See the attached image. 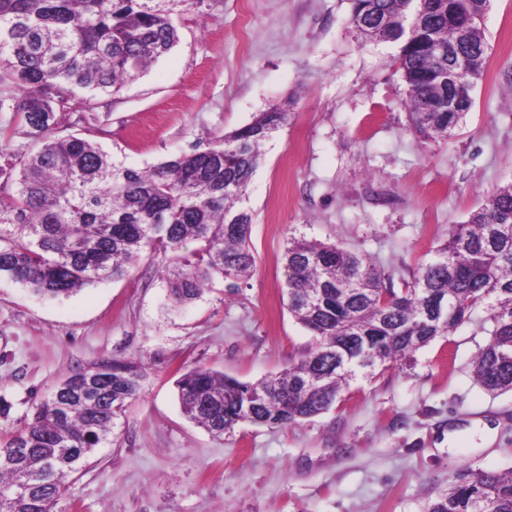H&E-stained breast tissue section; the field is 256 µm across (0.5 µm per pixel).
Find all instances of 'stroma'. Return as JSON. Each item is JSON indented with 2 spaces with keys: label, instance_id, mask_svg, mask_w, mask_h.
Listing matches in <instances>:
<instances>
[{
  "label": "stroma",
  "instance_id": "35a3bbf8",
  "mask_svg": "<svg viewBox=\"0 0 512 512\" xmlns=\"http://www.w3.org/2000/svg\"><path fill=\"white\" fill-rule=\"evenodd\" d=\"M351 13L352 0H189L167 56L94 110L58 113L56 135L93 132L144 169L288 107L244 198L256 267L237 288L218 280L176 306L159 252L63 299L0 277V437L98 359L145 374L56 512H426L457 472L512 468V391L473 375L492 329L482 308L300 423L216 437L180 409L187 369L256 382L312 345L282 290L290 238L368 254L398 290L512 181V0H491L473 106L437 141L408 128L396 45L364 37Z\"/></svg>",
  "mask_w": 512,
  "mask_h": 512
}]
</instances>
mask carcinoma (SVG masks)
Returning a JSON list of instances; mask_svg holds the SVG:
<instances>
[{"instance_id":"1","label":"carcinoma","mask_w":512,"mask_h":512,"mask_svg":"<svg viewBox=\"0 0 512 512\" xmlns=\"http://www.w3.org/2000/svg\"><path fill=\"white\" fill-rule=\"evenodd\" d=\"M188 0H0V112L19 118L35 149L12 155L9 198L0 199V276L49 298H68L125 276L146 252L171 253V300L200 298L219 278L233 288L255 268L251 212L241 207L261 147L288 113L274 108L151 169L128 168L89 137L52 134L56 114L80 98L87 110L140 78L179 41L174 15ZM408 0H353L365 37L397 45L411 129L446 139L473 106L422 112L420 99L448 98L437 71L477 82L486 57L479 24L490 0H438L423 32L403 35ZM477 19L465 27L448 13ZM467 49L439 57L433 46ZM197 248L185 252L188 243ZM288 311L315 338L299 360L255 383L194 367L176 380L183 413L220 437L241 422L285 427L318 416L350 383L450 336L486 305L489 342L473 368L488 392L512 390V183L433 250L397 292L364 253L305 239L284 253ZM135 363L102 359L80 368L38 402L31 418L0 439V512H53L68 478L109 440L141 390ZM428 512H512V470L465 471Z\"/></svg>"}]
</instances>
